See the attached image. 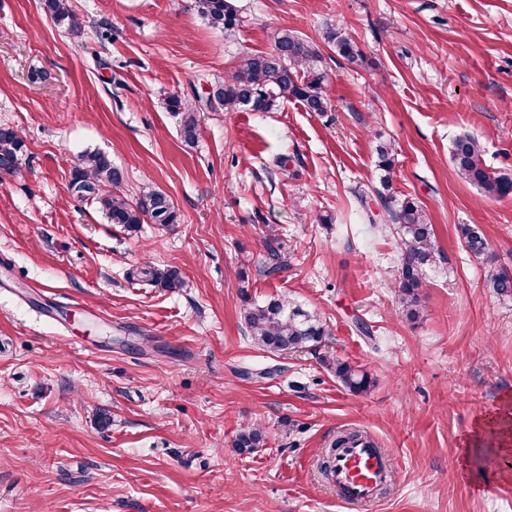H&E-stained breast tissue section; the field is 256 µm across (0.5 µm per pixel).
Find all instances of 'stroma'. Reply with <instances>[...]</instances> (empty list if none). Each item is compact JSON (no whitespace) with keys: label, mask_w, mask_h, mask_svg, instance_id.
<instances>
[{"label":"stroma","mask_w":512,"mask_h":512,"mask_svg":"<svg viewBox=\"0 0 512 512\" xmlns=\"http://www.w3.org/2000/svg\"><path fill=\"white\" fill-rule=\"evenodd\" d=\"M235 36L192 0H70L57 27L42 0H0V127L27 160L0 181V512H494L503 466L459 475L478 431L512 397V298L486 286L512 269V195L460 180L452 140L478 138L512 176V0H235ZM342 27L360 55L323 48L327 111L203 109L186 145L162 106L223 82L277 29L319 40ZM106 28L109 37L97 36ZM390 145L398 198L426 210L440 255L423 312L394 295L396 227L376 194ZM106 154L137 198L167 193L177 224L132 232L71 195L74 157ZM332 223H317L319 213ZM478 226L494 264L459 227ZM282 269L266 274L269 250ZM180 270L149 287L144 263ZM320 316L317 345L270 352L246 305ZM373 333L363 337L356 322ZM369 374L345 388L328 364ZM263 444L234 447L243 428ZM368 433L396 479L371 506L343 502L318 464L338 431ZM69 0H43L44 11L58 26L67 30H79L82 27V20L71 10Z\"/></svg>","instance_id":"stroma-1"}]
</instances>
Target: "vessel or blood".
Here are the masks:
<instances>
[{
    "label": "vessel or blood",
    "instance_id": "1",
    "mask_svg": "<svg viewBox=\"0 0 512 512\" xmlns=\"http://www.w3.org/2000/svg\"><path fill=\"white\" fill-rule=\"evenodd\" d=\"M335 469L334 481L343 489L344 500L362 505L374 503L396 474L392 459L365 442L339 449Z\"/></svg>",
    "mask_w": 512,
    "mask_h": 512
}]
</instances>
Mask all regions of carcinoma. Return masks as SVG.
Masks as SVG:
<instances>
[{
  "instance_id": "carcinoma-1",
  "label": "carcinoma",
  "mask_w": 512,
  "mask_h": 512,
  "mask_svg": "<svg viewBox=\"0 0 512 512\" xmlns=\"http://www.w3.org/2000/svg\"><path fill=\"white\" fill-rule=\"evenodd\" d=\"M42 5L55 24L72 31L81 29L82 20L71 10L69 0H42ZM193 7L214 29L227 34L238 27V11L233 0H194ZM323 39L344 58L353 60L359 56L355 42L339 28L326 30ZM320 58L318 45L283 28L274 37L272 51L242 55L234 72L214 88L208 108L216 111L247 106L255 112H272L282 103L296 100L308 112H324L328 98L324 91L325 74L318 66ZM164 105L179 120L184 141L195 142L202 107L178 94L168 96ZM25 148L19 131L0 128V165L20 169ZM450 158L458 178L485 195L501 198L512 194V177L487 169L478 138L470 134L457 136L451 145ZM378 167L383 172L380 178L383 191L378 196L389 220L397 225L400 233L401 260L393 284L394 293L402 311L415 319L423 310L420 289L427 269L439 255L435 230L419 202L405 199L395 204L391 193L394 158L390 147L379 146ZM123 181V172L112 166L103 153L86 150L73 162L69 187L79 200L95 205L109 224H119L134 231L145 223L164 226L178 223V211L166 193L146 185L138 200L133 202L121 189ZM460 233L470 253L479 258L488 256L487 241L477 228L463 225ZM137 273L143 281L158 288L173 291L182 286L176 268H158L147 262L137 269ZM487 285L498 296L512 298V276L503 275L502 270L491 271ZM244 321L252 339L273 352L298 351L313 346L326 333L317 316L291 308L279 299L247 306ZM328 367L349 391L364 393L369 390L371 378L355 366L338 359L330 362ZM262 440V431L249 427L238 434L235 448L245 452L258 447Z\"/></svg>"
}]
</instances>
